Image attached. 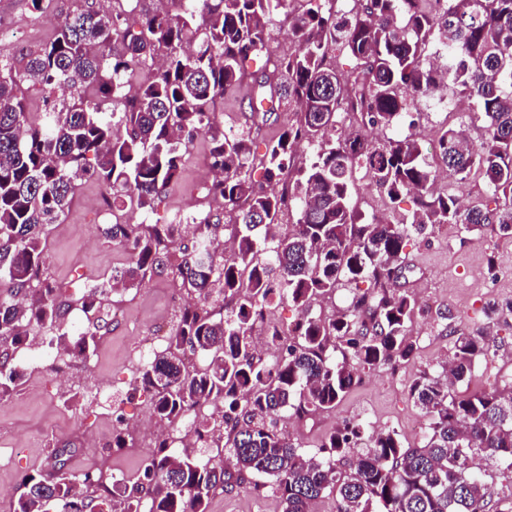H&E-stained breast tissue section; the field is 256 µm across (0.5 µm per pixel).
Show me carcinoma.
Wrapping results in <instances>:
<instances>
[{
  "label": "carcinoma",
  "instance_id": "1",
  "mask_svg": "<svg viewBox=\"0 0 512 512\" xmlns=\"http://www.w3.org/2000/svg\"><path fill=\"white\" fill-rule=\"evenodd\" d=\"M143 2H86L40 50L0 49V403L23 384L14 355L46 336L93 353L112 324L107 293L167 272L193 303L174 311L166 350L133 377V390L146 389L161 420L203 402L224 410L202 426L207 466L196 448L159 442L137 477L114 486L105 461L65 469L76 452L65 445L50 468L20 476L11 512H208L216 491L235 488L277 497L281 512H312L327 495L336 512H512V497L495 492L496 478L512 475V384L455 389L490 356L479 334L450 328L441 372L411 385L427 421L421 446H405L394 428L346 422L310 452L283 429L287 418L335 410L365 372L415 357L410 328L422 307L400 286L411 234L455 225L512 238V0H179L177 13ZM276 12L289 20L286 55L272 49ZM433 42L447 52L442 65L428 54ZM332 52L354 65L337 69ZM243 84L253 123L285 103L296 112L261 155L250 133L217 120L224 94ZM54 85L69 96L32 112L29 90ZM443 90L476 99L483 118L478 143L464 128L438 139L449 174L488 178L490 194L474 205L435 192L421 143L397 131L403 113ZM343 112L388 135L345 129ZM199 131L218 177L202 189L208 211L189 217V246L182 224L148 219ZM309 146L316 151L301 156ZM359 171L389 202L413 194L417 208L399 224L365 216L353 201ZM88 175L105 206L123 204L102 234L130 260L69 294L47 275L46 239ZM287 212L295 222L282 234ZM347 283L355 288L345 310L312 312ZM283 301L297 310L286 326L274 317ZM74 307L82 326L65 323ZM257 328L276 358L255 355ZM135 443L123 428L110 448Z\"/></svg>",
  "mask_w": 512,
  "mask_h": 512
}]
</instances>
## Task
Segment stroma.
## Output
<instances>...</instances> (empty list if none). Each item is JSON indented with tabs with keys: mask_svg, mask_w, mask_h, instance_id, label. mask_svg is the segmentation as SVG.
I'll use <instances>...</instances> for the list:
<instances>
[{
	"mask_svg": "<svg viewBox=\"0 0 512 512\" xmlns=\"http://www.w3.org/2000/svg\"><path fill=\"white\" fill-rule=\"evenodd\" d=\"M83 0H55V9L46 24H38L32 0H0V30L12 33L11 51H35L54 34L61 15L81 7ZM249 93L239 89L226 94L219 113L225 128L249 131L257 152L278 134L293 115L288 110L272 114L262 125L250 118ZM482 124L475 101H466L464 109L440 105L435 100L419 102L416 112L402 114V132L420 135L423 154L429 164H436L434 147L442 133L450 128L468 127L472 137H480ZM208 138L197 135L186 153L181 179L173 184L160 207V214L170 217L188 215L204 209L201 187L208 177L206 161ZM354 198L361 211L397 221L412 212V198L399 204L388 199L368 180L356 182ZM100 188L95 177H86L77 199L63 223L51 225L47 239L48 274L64 284L70 292L105 281L114 266L125 263L128 253L104 238L101 228L110 222L99 205ZM404 286L413 292L424 307L411 327L417 354L397 371L366 373L362 383L352 389L335 411L317 415L307 421L297 436L309 448L343 421H359L373 428L393 427L405 445L423 442L422 433L411 431L410 425L424 416L409 397L412 382L425 371L436 372L439 363L450 356L454 338L444 332L445 322L438 318L442 309H450L454 322L461 328L490 324L494 358L483 361L469 384L479 390L492 385L512 383V239L501 237L491 229L464 233L452 228L427 236H411L406 247ZM174 281L169 275L152 281L123 295L119 304L123 320L113 322L91 357L93 369H73L69 381L50 377L48 373L27 376L22 392L0 404V428L12 432L21 452L12 462L0 468V489L14 490L19 476L34 468L49 467L53 450L65 442H73L78 450L69 460L71 470L81 473L101 459L111 467L133 474L140 464L135 452L114 453L106 444L112 438V414L124 408L129 418L145 412L139 400L130 399V387L123 384L114 394L97 398L91 412L79 403H63L62 398L85 379L107 381L123 378L129 371L127 343L136 330L150 332L169 328L172 312L168 306V290ZM497 301L501 306L494 321H487L484 307Z\"/></svg>",
	"mask_w": 512,
	"mask_h": 512,
	"instance_id": "35a3bbf8",
	"label": "stroma"
}]
</instances>
